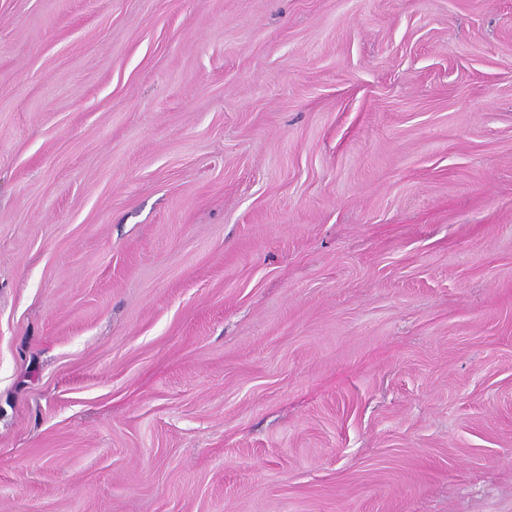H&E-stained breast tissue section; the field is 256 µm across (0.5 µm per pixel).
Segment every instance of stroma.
Masks as SVG:
<instances>
[{
	"label": "stroma",
	"mask_w": 512,
	"mask_h": 512,
	"mask_svg": "<svg viewBox=\"0 0 512 512\" xmlns=\"http://www.w3.org/2000/svg\"><path fill=\"white\" fill-rule=\"evenodd\" d=\"M0 512H512V0H0Z\"/></svg>",
	"instance_id": "stroma-1"
}]
</instances>
